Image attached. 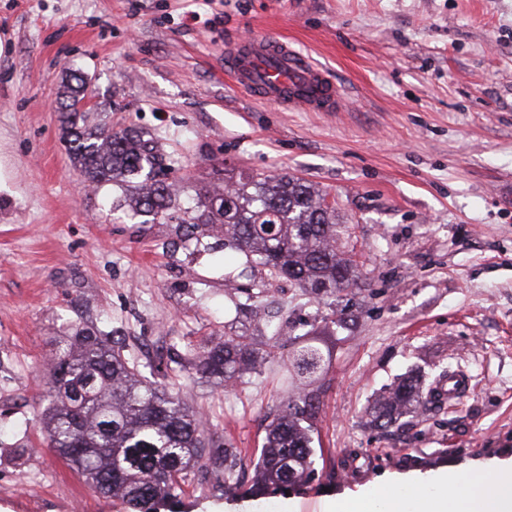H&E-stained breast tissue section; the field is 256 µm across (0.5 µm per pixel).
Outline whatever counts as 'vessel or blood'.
<instances>
[{
  "label": "vessel or blood",
  "instance_id": "obj_1",
  "mask_svg": "<svg viewBox=\"0 0 512 512\" xmlns=\"http://www.w3.org/2000/svg\"><path fill=\"white\" fill-rule=\"evenodd\" d=\"M224 73L249 97L308 112H334L340 104L327 73L294 50L287 40L262 35L224 51Z\"/></svg>",
  "mask_w": 512,
  "mask_h": 512
}]
</instances>
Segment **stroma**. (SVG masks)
Listing matches in <instances>:
<instances>
[{
  "label": "stroma",
  "instance_id": "1",
  "mask_svg": "<svg viewBox=\"0 0 512 512\" xmlns=\"http://www.w3.org/2000/svg\"><path fill=\"white\" fill-rule=\"evenodd\" d=\"M287 37L325 69L335 112H284L235 91L224 49ZM91 119L151 133L200 187L288 174L336 200L360 285L334 307L235 255L132 224L84 187L57 119L65 73ZM348 318L336 326L330 312ZM87 313L124 356L160 369L205 437L249 482L287 399L283 358L331 355L311 427L315 477L284 495L225 491L203 468L173 512H325L407 476L512 457V0H0V512H128L43 446L57 342ZM281 326L272 357L232 388L190 349ZM467 378L388 427L369 409L399 378Z\"/></svg>",
  "mask_w": 512,
  "mask_h": 512
}]
</instances>
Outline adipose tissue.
<instances>
[{"label":"adipose tissue","mask_w":512,"mask_h":512,"mask_svg":"<svg viewBox=\"0 0 512 512\" xmlns=\"http://www.w3.org/2000/svg\"><path fill=\"white\" fill-rule=\"evenodd\" d=\"M326 512H512V461L497 460L467 474L437 472L408 498L391 499L388 487L329 502Z\"/></svg>","instance_id":"adipose-tissue-1"}]
</instances>
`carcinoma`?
Segmentation results:
<instances>
[{
  "label": "carcinoma",
  "instance_id": "1",
  "mask_svg": "<svg viewBox=\"0 0 512 512\" xmlns=\"http://www.w3.org/2000/svg\"><path fill=\"white\" fill-rule=\"evenodd\" d=\"M89 82L76 74L62 81L59 122L70 161L92 186L121 191L112 208L140 224H175L195 244L221 238L224 246L286 278L317 304L357 285V263L337 247L340 225L328 194L294 176L241 178L197 194L183 206L169 176L179 161L166 155L147 132L88 122ZM270 336H237L191 351L199 374L233 386L272 355ZM323 349L305 341L288 357L289 378L298 382L266 430L260 460L247 493L272 495L301 484L314 471L305 418L313 410L309 389L324 371ZM42 411L44 443L81 471L103 494L121 499L130 512H158L190 484L205 462L224 468V488H237L236 449L205 456L200 421L182 397L125 358L112 339L75 326L59 341ZM414 376L399 379L374 404L379 426L415 411L427 400Z\"/></svg>",
  "mask_w": 512,
  "mask_h": 512
}]
</instances>
